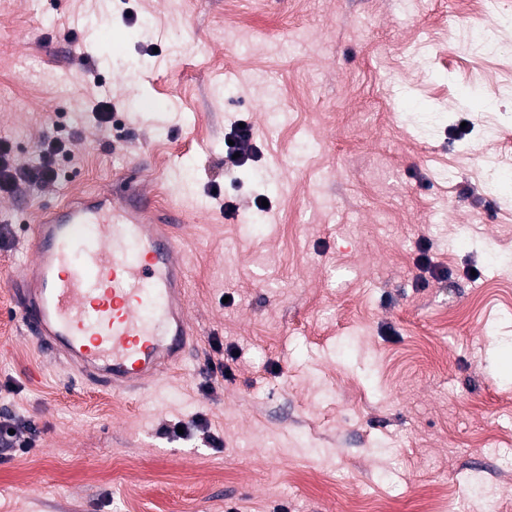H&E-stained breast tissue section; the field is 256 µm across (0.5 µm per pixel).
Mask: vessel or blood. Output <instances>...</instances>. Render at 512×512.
<instances>
[{"instance_id":"b4317fda","label":"vessel or blood","mask_w":512,"mask_h":512,"mask_svg":"<svg viewBox=\"0 0 512 512\" xmlns=\"http://www.w3.org/2000/svg\"><path fill=\"white\" fill-rule=\"evenodd\" d=\"M134 188L35 206L33 256L15 284L27 332L69 372L113 392L145 388L194 343L184 261Z\"/></svg>"}]
</instances>
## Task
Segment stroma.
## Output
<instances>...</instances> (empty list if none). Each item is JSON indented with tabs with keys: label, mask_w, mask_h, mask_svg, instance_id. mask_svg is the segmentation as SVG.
<instances>
[{
	"label": "stroma",
	"mask_w": 512,
	"mask_h": 512,
	"mask_svg": "<svg viewBox=\"0 0 512 512\" xmlns=\"http://www.w3.org/2000/svg\"><path fill=\"white\" fill-rule=\"evenodd\" d=\"M509 18L512 0H0V134L23 162L73 142L40 203L134 177L174 226L197 333L140 392L72 380L22 325L34 216L0 196V413L39 430L0 462V512H423L437 493L486 512L484 484L512 512V162L493 188L479 169L508 152L512 26L464 49ZM241 118L257 154L228 170ZM198 416L222 447L159 433Z\"/></svg>",
	"instance_id": "obj_1"
}]
</instances>
